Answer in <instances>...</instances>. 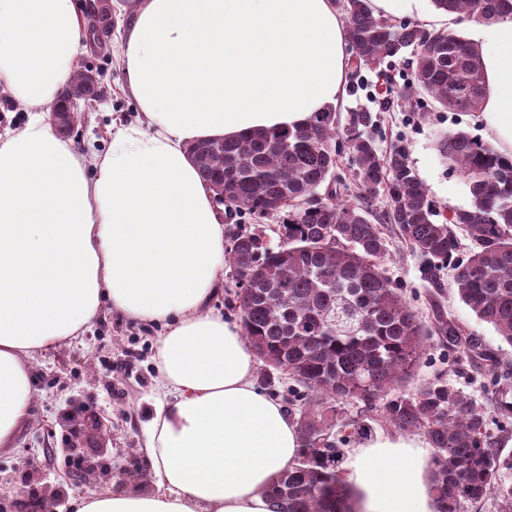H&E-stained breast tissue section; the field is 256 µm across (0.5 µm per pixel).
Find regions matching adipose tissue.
<instances>
[{
    "label": "adipose tissue",
    "mask_w": 512,
    "mask_h": 512,
    "mask_svg": "<svg viewBox=\"0 0 512 512\" xmlns=\"http://www.w3.org/2000/svg\"><path fill=\"white\" fill-rule=\"evenodd\" d=\"M75 0H0V88L27 109L0 134V447L26 419L28 362L103 306L164 328L163 398L144 446L153 488L78 498L75 512H268L266 489L299 449L257 387L239 324L207 308L224 267V209L192 144L296 126L345 94L347 27L335 0H134L118 58L141 120L88 159L43 108L87 45ZM486 137L512 157V19L473 23ZM416 436L349 448L354 512H438Z\"/></svg>",
    "instance_id": "obj_1"
}]
</instances>
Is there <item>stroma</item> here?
<instances>
[{
	"label": "stroma",
	"mask_w": 512,
	"mask_h": 512,
	"mask_svg": "<svg viewBox=\"0 0 512 512\" xmlns=\"http://www.w3.org/2000/svg\"><path fill=\"white\" fill-rule=\"evenodd\" d=\"M80 64L99 72L102 94L92 104L82 106L83 123L71 133V140L87 155L105 153L113 123L137 120L138 108L130 97L124 72L118 61L89 51ZM404 69L395 72L393 106L384 113L380 149L399 144L423 181L430 199L441 214L470 207L471 195L464 178L450 171L440 157L436 143L441 134L463 130L482 135L479 113L431 109L420 116L406 103ZM421 260L403 249L397 233L389 235V254L384 269L404 288L410 305L420 314H430L440 304L448 317L462 324L467 332L481 336L496 355L501 367L512 370V346L502 342L494 329L480 322L461 304L453 288V271L441 273L442 291L433 295L420 272ZM162 333L154 323L140 322L105 309L90 322L80 336L59 342L31 363L33 397L27 419L19 426L11 448L0 451V512H19L18 501L28 479L27 468L40 469L42 483L60 490L55 512H74V498L91 496L109 486H121L130 465L141 464L145 430L156 413L157 390L161 377L155 352ZM442 377L462 391L474 404L490 413L488 428L495 434L501 456H512V430L501 431L494 413L496 395L486 373L466 361L456 360L438 341H431L412 387ZM103 418L107 424L103 442L112 450L109 477L96 483H83L67 457L73 444V418Z\"/></svg>",
	"instance_id": "stroma-1"
}]
</instances>
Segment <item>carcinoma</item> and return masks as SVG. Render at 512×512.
<instances>
[{
	"instance_id": "obj_1",
	"label": "carcinoma",
	"mask_w": 512,
	"mask_h": 512,
	"mask_svg": "<svg viewBox=\"0 0 512 512\" xmlns=\"http://www.w3.org/2000/svg\"><path fill=\"white\" fill-rule=\"evenodd\" d=\"M337 2L351 50L349 93L368 88L363 70L377 71L390 84L389 67L405 64L411 67L407 92L427 94L450 112L481 110L487 84L475 44L452 30L394 22L374 13L370 0ZM432 2L461 20L491 24L512 17V0ZM111 36L108 14H96L86 31L94 51L111 52ZM87 72L78 70L71 88L93 99L99 87L87 81ZM379 123L376 113L356 108L341 127L329 106L298 127L189 148L227 220L247 216L257 223L230 232L224 254L245 339L266 367L287 372L300 386L285 402L300 453L267 491L271 512H352L340 466L345 446L368 427L347 416L351 398L368 410L382 401L387 423L422 435L434 448L430 484L441 512H465L489 496L501 512H512V483L502 476L512 461L500 459L487 431L488 412L442 381L403 390L432 334L488 367L496 391L512 388V374L498 373L482 338L464 333L440 306L431 323H423L382 268L383 225L390 224L422 260L425 281L440 289L442 270L452 268L460 302L512 345V159L464 131L441 137L439 153L467 182L471 205L439 223L405 147L380 150ZM345 147L361 194L346 200L332 188L319 195ZM378 192L386 207L374 222L370 198ZM267 221L276 224L275 246L266 238ZM462 236L471 243L465 259ZM394 387L402 392L382 400Z\"/></svg>"
}]
</instances>
